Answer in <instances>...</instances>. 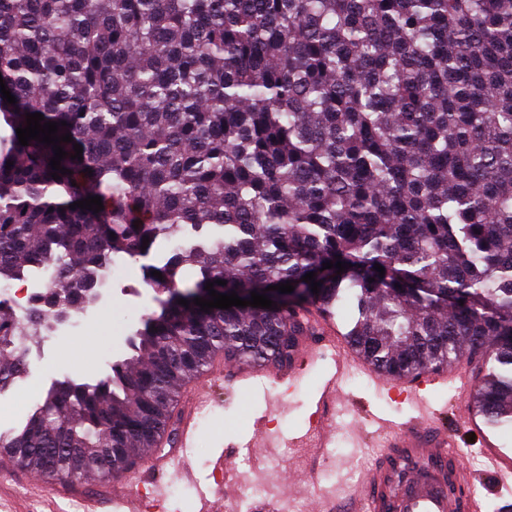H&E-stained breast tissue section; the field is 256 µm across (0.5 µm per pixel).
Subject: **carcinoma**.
<instances>
[{
  "instance_id": "obj_1",
  "label": "carcinoma",
  "mask_w": 512,
  "mask_h": 512,
  "mask_svg": "<svg viewBox=\"0 0 512 512\" xmlns=\"http://www.w3.org/2000/svg\"><path fill=\"white\" fill-rule=\"evenodd\" d=\"M0 77V284L48 271L24 317L0 300V392L112 256L198 238L149 278L167 298L128 357L0 432L18 468L109 477L215 357L284 369L347 305L378 369L464 360L474 415L512 426V0H0ZM28 113L72 135L71 173L19 145ZM89 196L104 209L69 208ZM208 282L277 308L203 311Z\"/></svg>"
}]
</instances>
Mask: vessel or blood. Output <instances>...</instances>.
Instances as JSON below:
<instances>
[{"label":"vessel or blood","mask_w":512,"mask_h":512,"mask_svg":"<svg viewBox=\"0 0 512 512\" xmlns=\"http://www.w3.org/2000/svg\"><path fill=\"white\" fill-rule=\"evenodd\" d=\"M320 328L318 349L336 354L335 372L321 396L327 404L338 398L339 383L355 359L332 329L329 318H321ZM223 371V366H216L213 376L198 381L183 399L177 422L179 447L192 446L197 433L196 414L213 403L212 387ZM436 382L432 375L417 381L388 376L384 387L388 392L408 395L412 403L423 406L428 402L427 386ZM369 421L383 441L375 465L365 473L361 489L348 505L349 512H482L480 501L466 489L469 478L460 467L454 443L430 414L395 423L373 412ZM484 448L487 474L500 485L512 484V458L504 456L492 442H485Z\"/></svg>","instance_id":"1"}]
</instances>
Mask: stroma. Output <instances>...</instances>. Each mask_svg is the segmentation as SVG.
<instances>
[{
	"instance_id": "35a3bbf8",
	"label": "stroma",
	"mask_w": 512,
	"mask_h": 512,
	"mask_svg": "<svg viewBox=\"0 0 512 512\" xmlns=\"http://www.w3.org/2000/svg\"><path fill=\"white\" fill-rule=\"evenodd\" d=\"M166 246H155L150 255L132 259L116 256L104 285L107 297L87 308L79 325L59 327L32 355L27 373L9 390L0 393V431L25 420L37 394L52 380L71 376L96 380L104 376L110 362L127 357V338L139 325L141 315L157 309L161 299L147 282L150 267L162 264ZM101 323L94 342H87L90 324ZM335 360L332 351L311 357L300 373L281 370L278 378L252 387L225 379L216 387V402L198 420L199 434L188 451V463L196 475L209 477L220 454L230 457L233 476L226 488L241 497L244 485L265 489L260 501L276 512H292L296 504L321 502L323 512H344V500L358 491L363 473L375 459L378 436L366 424L364 410L385 414L403 423L413 418L409 401L378 390L362 372H351L340 383L341 396L329 413L336 426L327 440L309 431L317 413V394ZM430 402L436 417L448 429V438L465 455L471 487L484 502L483 512H498L512 503V491L501 490L483 471L482 443L464 425L471 412L469 399L454 383L435 385ZM266 420L254 448L241 447L254 418ZM54 482L33 478L18 468L0 467V496L8 512H42L40 498L53 492ZM144 499L160 506V512H199L197 491L177 476L164 479L161 487L145 484Z\"/></svg>"
}]
</instances>
